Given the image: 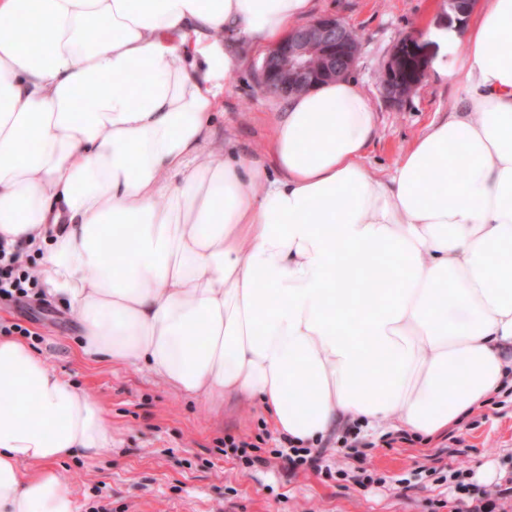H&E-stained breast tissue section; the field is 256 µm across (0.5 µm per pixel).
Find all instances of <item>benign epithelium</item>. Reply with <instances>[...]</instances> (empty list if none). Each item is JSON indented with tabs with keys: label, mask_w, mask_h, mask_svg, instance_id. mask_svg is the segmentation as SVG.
Masks as SVG:
<instances>
[{
	"label": "benign epithelium",
	"mask_w": 512,
	"mask_h": 512,
	"mask_svg": "<svg viewBox=\"0 0 512 512\" xmlns=\"http://www.w3.org/2000/svg\"><path fill=\"white\" fill-rule=\"evenodd\" d=\"M448 23H463L462 0H447ZM417 37L403 34L382 68L380 88L392 104L405 101L422 78L416 53ZM360 51L351 30L333 15L317 17L297 28L264 58L261 81L266 92L288 97L348 77Z\"/></svg>",
	"instance_id": "1"
}]
</instances>
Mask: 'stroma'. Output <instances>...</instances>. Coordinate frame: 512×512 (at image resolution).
<instances>
[{
    "mask_svg": "<svg viewBox=\"0 0 512 512\" xmlns=\"http://www.w3.org/2000/svg\"><path fill=\"white\" fill-rule=\"evenodd\" d=\"M311 14L336 16L360 38L352 77L376 112L366 163L382 174L457 106L456 85L435 68L436 53L426 44L423 77L411 96L393 105L380 93L381 68L400 33L447 31L445 0H313ZM224 45L239 66L224 83L214 138L235 156L258 159L284 116V100L263 90V58L252 44L228 34ZM17 324L28 329L31 351L100 401L112 422V445L95 459L55 464L79 512H450L459 495L454 469L469 468L471 482L489 492L512 472L511 387L431 439L408 438L394 422L366 427L370 446L362 453L332 447L325 472L290 474L273 457L288 441L259 401L228 398L219 409L205 396L171 389L145 368L82 358L75 315L48 295L0 303V336ZM228 436L234 446H225ZM257 455L268 465L249 466ZM367 474L371 483L359 484Z\"/></svg>",
    "mask_w": 512,
    "mask_h": 512,
    "instance_id": "35a3bbf8",
    "label": "stroma"
}]
</instances>
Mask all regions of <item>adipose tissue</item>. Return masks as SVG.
I'll use <instances>...</instances> for the list:
<instances>
[{
	"mask_svg": "<svg viewBox=\"0 0 512 512\" xmlns=\"http://www.w3.org/2000/svg\"><path fill=\"white\" fill-rule=\"evenodd\" d=\"M312 0H0V239L39 251L92 360L256 399L309 443L345 421L439 434L512 377V0L456 35L453 116L384 176L349 79L292 96L267 160L211 150L236 67ZM381 268L395 286L366 308ZM102 404L0 338V512H78L55 468Z\"/></svg>",
	"mask_w": 512,
	"mask_h": 512,
	"instance_id": "ef3b65f1",
	"label": "adipose tissue"
}]
</instances>
